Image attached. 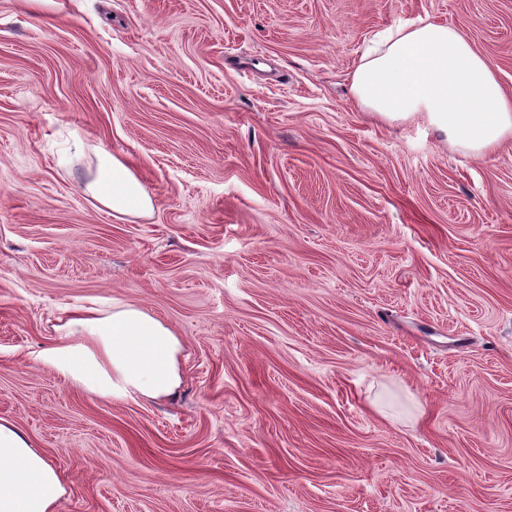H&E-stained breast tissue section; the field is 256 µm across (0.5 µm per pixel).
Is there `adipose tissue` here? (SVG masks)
<instances>
[{
	"label": "adipose tissue",
	"mask_w": 512,
	"mask_h": 512,
	"mask_svg": "<svg viewBox=\"0 0 512 512\" xmlns=\"http://www.w3.org/2000/svg\"><path fill=\"white\" fill-rule=\"evenodd\" d=\"M350 81L360 109L387 122L423 116L468 156L487 157L512 140V96L461 29L422 20L389 30L381 45L366 48ZM83 191L116 217L153 209L134 171L105 151ZM181 352L163 321L118 303L107 313L68 312L56 341L33 359L95 398L158 400L181 385ZM64 494L56 466L0 419V512H58Z\"/></svg>",
	"instance_id": "adipose-tissue-1"
}]
</instances>
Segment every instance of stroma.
Wrapping results in <instances>:
<instances>
[{"label": "stroma", "instance_id": "1", "mask_svg": "<svg viewBox=\"0 0 512 512\" xmlns=\"http://www.w3.org/2000/svg\"><path fill=\"white\" fill-rule=\"evenodd\" d=\"M426 18L512 94V0H0V418L59 512H512V141L350 92ZM101 149L149 215L83 193ZM116 301L180 339L175 396L33 363Z\"/></svg>", "mask_w": 512, "mask_h": 512}]
</instances>
